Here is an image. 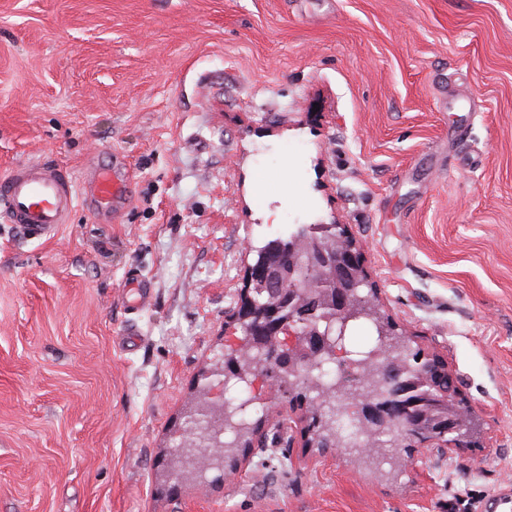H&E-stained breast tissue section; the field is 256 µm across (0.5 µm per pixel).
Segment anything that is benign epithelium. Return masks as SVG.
<instances>
[{"label": "benign epithelium", "mask_w": 512, "mask_h": 512, "mask_svg": "<svg viewBox=\"0 0 512 512\" xmlns=\"http://www.w3.org/2000/svg\"><path fill=\"white\" fill-rule=\"evenodd\" d=\"M328 228V224H305L286 242L272 239L262 260L248 267L245 288L225 333L232 336L235 325L243 326L245 343L262 355L265 368L254 371L232 356L224 357L221 375L244 381L251 393L234 412H244L264 400L261 385L268 382L275 387L278 380L314 363L338 365L332 390L335 400H346L344 385L358 378L357 367L362 364L376 368L383 390L370 401L344 403L340 411L370 436L399 424L410 435L412 446L424 454L430 448H464L476 443L481 436L480 422L457 416L461 394L453 380H448V390L439 391L425 407L411 398L448 374L447 367L434 357L433 370L416 379L401 358L391 356L388 326L379 315L368 311L358 295L359 287L371 286L362 252L340 224L337 228L345 245L334 248L325 243L321 234ZM254 291L267 292L269 302L257 303ZM363 317L374 320L380 341L358 364L348 356L342 336L350 323Z\"/></svg>", "instance_id": "7a95c632"}]
</instances>
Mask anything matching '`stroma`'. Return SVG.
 <instances>
[{"instance_id": "35a3bbf8", "label": "stroma", "mask_w": 512, "mask_h": 512, "mask_svg": "<svg viewBox=\"0 0 512 512\" xmlns=\"http://www.w3.org/2000/svg\"><path fill=\"white\" fill-rule=\"evenodd\" d=\"M46 155L79 186L126 164L132 202L42 243L0 222V512H479L512 486V0H0V175ZM332 222L480 447L383 477L295 433L172 479L257 247ZM122 302L134 309L145 308L150 305L151 279L140 274H129L126 278Z\"/></svg>"}]
</instances>
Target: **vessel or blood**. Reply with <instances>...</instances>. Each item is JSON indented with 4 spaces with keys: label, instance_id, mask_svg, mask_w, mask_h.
I'll return each instance as SVG.
<instances>
[{
    "label": "vessel or blood",
    "instance_id": "b4317fda",
    "mask_svg": "<svg viewBox=\"0 0 512 512\" xmlns=\"http://www.w3.org/2000/svg\"><path fill=\"white\" fill-rule=\"evenodd\" d=\"M94 202L103 213H119L130 202L124 180L113 168H97L82 191H75L66 172L49 162H36L0 176V209L4 210L17 240L33 242L53 236L66 223L76 197ZM122 295L132 308L147 307L152 299L151 280L127 276Z\"/></svg>",
    "mask_w": 512,
    "mask_h": 512
}]
</instances>
